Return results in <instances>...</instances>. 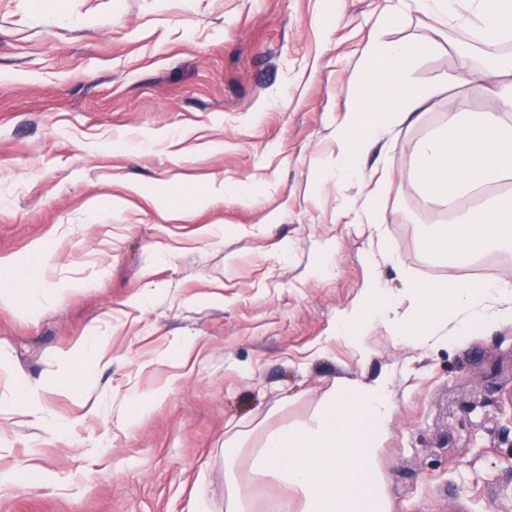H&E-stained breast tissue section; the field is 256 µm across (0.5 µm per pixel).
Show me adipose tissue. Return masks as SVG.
<instances>
[{
  "label": "adipose tissue",
  "mask_w": 512,
  "mask_h": 512,
  "mask_svg": "<svg viewBox=\"0 0 512 512\" xmlns=\"http://www.w3.org/2000/svg\"><path fill=\"white\" fill-rule=\"evenodd\" d=\"M442 18L458 7L474 19L473 30L488 55L512 42V0H422ZM424 46L400 42L369 57L360 74L365 94L355 100L337 135L336 184L359 175L364 146L386 138L399 124L417 123L435 96L433 87L410 83L408 72ZM495 111L460 112L424 138L416 152V179L430 206L448 221L431 229L429 251L466 267L490 250L512 248V198L493 186L512 178V81L488 87ZM362 294L341 314L336 332L368 357V333L384 326L398 340L425 349L464 342L473 331L512 319V284L460 278L450 283L412 279L400 298L382 287L379 262L368 256ZM397 403L387 378L336 381L311 421L264 432L249 452L245 482H231L225 512H254L255 487L280 492L276 512H391L381 489L378 459Z\"/></svg>",
  "instance_id": "obj_1"
}]
</instances>
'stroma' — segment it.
Listing matches in <instances>:
<instances>
[{
	"label": "stroma",
	"mask_w": 512,
	"mask_h": 512,
	"mask_svg": "<svg viewBox=\"0 0 512 512\" xmlns=\"http://www.w3.org/2000/svg\"><path fill=\"white\" fill-rule=\"evenodd\" d=\"M0 0V512H224V443L307 421L334 381L393 379L378 468L392 512H512V321L420 349L384 327L360 362L336 335L377 252L410 278L512 280V253L465 269L420 245L442 223L415 180L420 140L483 112L485 68L452 84L468 18L406 0ZM429 50L419 124L367 148L344 211L336 127L372 49ZM224 185L223 202L192 208ZM51 245L58 302L27 309L31 246ZM103 341L80 353L85 336ZM70 362L74 388L52 378ZM151 400L135 421L133 398ZM24 471L28 481L15 483Z\"/></svg>",
	"instance_id": "stroma-1"
}]
</instances>
